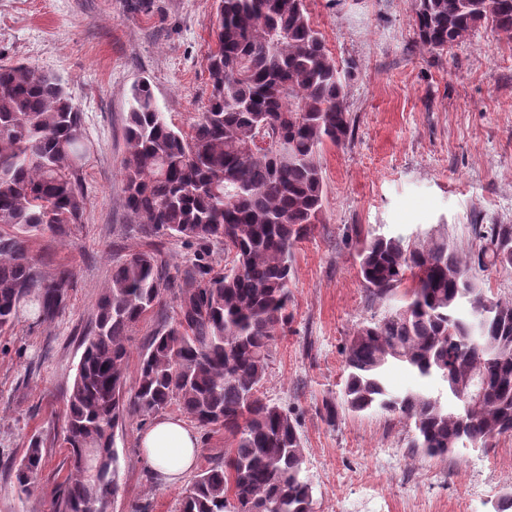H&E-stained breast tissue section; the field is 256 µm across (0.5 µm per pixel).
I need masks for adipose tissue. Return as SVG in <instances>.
<instances>
[{
	"mask_svg": "<svg viewBox=\"0 0 512 512\" xmlns=\"http://www.w3.org/2000/svg\"><path fill=\"white\" fill-rule=\"evenodd\" d=\"M142 458L163 483L175 484L192 469L200 439L181 419H156L141 437Z\"/></svg>",
	"mask_w": 512,
	"mask_h": 512,
	"instance_id": "adipose-tissue-1",
	"label": "adipose tissue"
}]
</instances>
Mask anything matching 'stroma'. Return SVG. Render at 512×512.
Masks as SVG:
<instances>
[{
    "label": "stroma",
    "instance_id": "1",
    "mask_svg": "<svg viewBox=\"0 0 512 512\" xmlns=\"http://www.w3.org/2000/svg\"><path fill=\"white\" fill-rule=\"evenodd\" d=\"M341 67H352L347 108L352 134L321 154V224L294 249L292 323L279 337L260 388L299 423L315 512H493L512 487V436L487 451L458 448L430 458L411 446L403 420L380 413L324 418L341 401L343 348L363 323L401 306L379 303L359 274L365 239L447 238L477 253L476 224H512V39L491 26L444 51L422 50L410 0H305ZM215 0H0V63L25 62L60 78L82 112L90 147L83 223L68 236L33 235L44 275L74 268L69 305L53 323L21 317L0 330V512H49L67 474L54 437L65 395L112 266L158 250L167 273L183 278L193 246L148 231L124 207L122 164L133 87L148 81L167 120L188 129L210 95ZM164 295L127 343L129 374L152 332L174 316ZM145 426L117 432L120 486L112 512H178L182 485L150 479L141 460ZM44 464L30 492L11 472L32 438Z\"/></svg>",
    "mask_w": 512,
    "mask_h": 512
}]
</instances>
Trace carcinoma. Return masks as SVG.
<instances>
[{"instance_id": "carcinoma-1", "label": "carcinoma", "mask_w": 512, "mask_h": 512, "mask_svg": "<svg viewBox=\"0 0 512 512\" xmlns=\"http://www.w3.org/2000/svg\"><path fill=\"white\" fill-rule=\"evenodd\" d=\"M411 13L428 51L461 43L482 24L512 39V0H411ZM207 70L208 104L188 133L167 121L147 83L132 90L125 206L151 232L200 251L175 293V316L140 353L131 391L126 342L174 282L153 250L112 266L66 396L68 472L53 512H112L116 430L172 405L231 436L224 457L183 489L179 512H314L297 420L259 387L292 319L293 249L321 220V153L352 133L350 71L330 55L304 0H217ZM89 154L82 113L62 81L32 65L0 64V224L15 229L0 232V329L15 326L27 302L38 323L67 308L74 270L44 276L29 237L83 223ZM477 238V264L512 267L511 224L481 227ZM215 244L231 257L220 270L209 259ZM359 258L372 298L394 295L409 274L412 285L404 305L348 340L342 406L326 403L327 421L336 424L341 410L396 415L412 428L411 447L431 458L511 436L512 301L487 298L470 260L443 238L372 237ZM395 363L444 390L392 394L385 371ZM474 384L468 408L462 395ZM89 448L101 456L95 472L85 464ZM42 466V441L33 439L15 468L20 491Z\"/></svg>"}]
</instances>
